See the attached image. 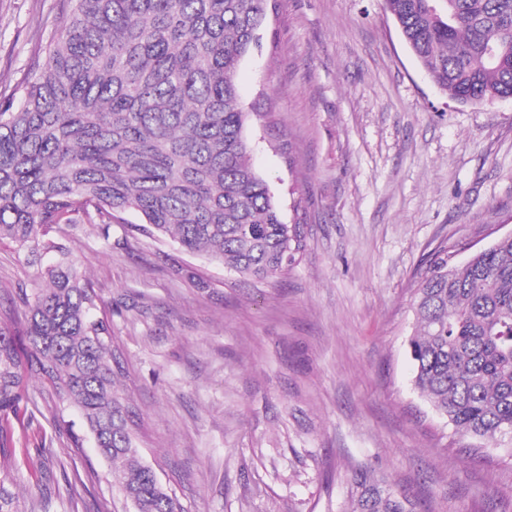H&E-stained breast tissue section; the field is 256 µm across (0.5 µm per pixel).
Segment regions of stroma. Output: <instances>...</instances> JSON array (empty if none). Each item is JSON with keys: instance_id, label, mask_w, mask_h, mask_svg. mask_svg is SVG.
Returning <instances> with one entry per match:
<instances>
[{"instance_id": "obj_1", "label": "stroma", "mask_w": 512, "mask_h": 512, "mask_svg": "<svg viewBox=\"0 0 512 512\" xmlns=\"http://www.w3.org/2000/svg\"><path fill=\"white\" fill-rule=\"evenodd\" d=\"M59 0H0V93L31 78ZM237 85L255 167L306 248L257 282L127 214L73 256L112 311L143 461L184 512H346L347 470L387 475L418 512H512V455L463 437L413 391L417 273L512 232V99L462 104L428 77L383 0H276ZM198 269L196 288L177 276ZM13 425L19 512H133L75 411L30 386Z\"/></svg>"}]
</instances>
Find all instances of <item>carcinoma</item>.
<instances>
[{
    "label": "carcinoma",
    "mask_w": 512,
    "mask_h": 512,
    "mask_svg": "<svg viewBox=\"0 0 512 512\" xmlns=\"http://www.w3.org/2000/svg\"><path fill=\"white\" fill-rule=\"evenodd\" d=\"M271 0H62L45 57L0 95V242L59 259L6 288L27 343L0 321V435L38 381L72 406L134 512H182L134 442L121 357L99 289L70 258L79 224L110 241L140 231L255 279L288 271L306 242L250 163L234 81L261 46ZM385 0L432 81L462 103L512 98V0ZM407 339L412 387L481 457L512 438V235L462 264L439 249L418 276ZM348 512H416L367 469ZM0 466V512H14Z\"/></svg>",
    "instance_id": "cac0c4a2"
}]
</instances>
